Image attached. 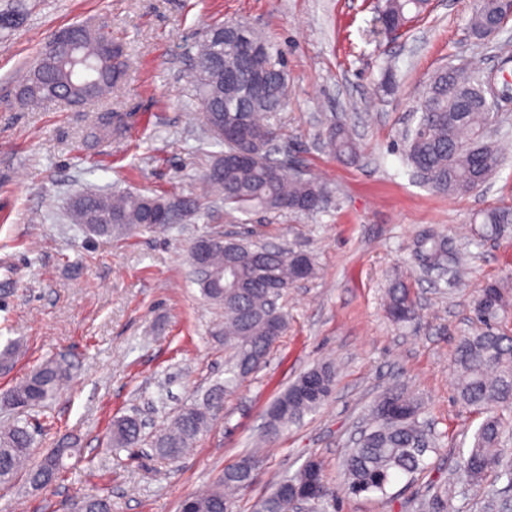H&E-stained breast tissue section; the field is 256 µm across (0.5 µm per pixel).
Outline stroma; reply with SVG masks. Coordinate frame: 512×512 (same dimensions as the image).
I'll return each instance as SVG.
<instances>
[{"mask_svg": "<svg viewBox=\"0 0 512 512\" xmlns=\"http://www.w3.org/2000/svg\"><path fill=\"white\" fill-rule=\"evenodd\" d=\"M29 16L0 37V346L21 349L0 392L45 360L61 358L70 382L25 414L0 405V426L24 416L34 450L69 442L79 453L57 483L34 490L0 486V512H66L73 499L109 496L112 512H179L181 501L211 489L226 466L255 448L271 404L301 373L336 367L331 398L263 450L252 485L233 512L255 503L309 457L338 484L343 457L375 397L400 384L422 405L437 439L426 470L400 479L387 497L339 494L335 512H416L436 485H447L456 512H501L512 488L457 483L459 458L483 414L455 399L454 350L474 332L472 302L486 283L512 293V228L471 244V226L489 208L512 205V105L489 137L505 159L478 189L459 196L431 190L402 153L424 87L448 65L490 71L512 46V20L476 41L467 33L476 0H431L425 18L382 33L371 0H24ZM238 21L262 34L284 62L288 102L271 121L296 169L327 182L312 213L244 214L221 196L203 195L201 175L217 151L198 118L187 70L195 46L217 22ZM89 25L122 43L130 68L107 99L81 106L22 105L16 90L55 32ZM395 88L383 91L385 71ZM132 113L124 134L96 143L88 132L100 112ZM341 124L359 148L336 158L326 136ZM138 192L201 197L200 217L133 237L89 239L69 219L79 192ZM437 228L471 254L455 287L414 265L411 242ZM219 233L309 254L312 278L282 299L288 329L266 362L238 389L180 459L165 461L149 440L186 405L203 403L224 382V311L204 302L189 276L187 248ZM406 278L418 302L410 324L385 312L391 280ZM139 414L147 423L136 448L107 451L111 419Z\"/></svg>", "mask_w": 512, "mask_h": 512, "instance_id": "stroma-1", "label": "stroma"}]
</instances>
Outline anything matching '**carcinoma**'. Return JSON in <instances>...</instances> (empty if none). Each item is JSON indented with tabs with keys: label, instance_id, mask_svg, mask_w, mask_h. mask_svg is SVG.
Masks as SVG:
<instances>
[{
	"label": "carcinoma",
	"instance_id": "carcinoma-1",
	"mask_svg": "<svg viewBox=\"0 0 512 512\" xmlns=\"http://www.w3.org/2000/svg\"><path fill=\"white\" fill-rule=\"evenodd\" d=\"M426 4L427 0H386L379 15L381 30L391 33L404 27L410 21L408 14H421ZM496 15H502L500 0H477L468 21L470 35L481 39L487 20ZM27 16L20 5L1 9L0 33H9ZM223 29L222 23L212 26L209 37L197 47L194 59L207 60L210 67L202 68L196 62L192 65L193 87L202 108L200 121L211 141L222 147L202 180L220 192L225 205L241 212L321 209L328 195L323 182L298 179L286 172L272 175L280 163L274 158L280 133L269 119L288 100L280 61L269 50L246 55L224 43ZM67 30L77 53L75 62L70 64L64 56L42 48L37 65L19 85L22 104L87 103L109 93L125 77L128 57L123 45L88 25L74 24ZM226 72L240 78L231 89L224 88ZM253 74L267 78L256 97L246 88ZM487 86L489 72L450 66L435 73L419 98L417 123L404 136L405 156L414 172L440 193L465 195L483 185L501 164L498 150L484 135L494 120V114L483 106ZM243 103L247 104L250 128L240 135L234 116ZM127 123L125 113H100L92 123L90 137L108 142L121 136ZM328 141L336 157L347 161L356 158L358 147L348 129L330 127ZM199 210V199L190 196L84 191L72 199L70 218L89 236H131L144 229L182 224ZM511 224L512 206L494 207L481 213L475 234L481 242L496 240ZM230 243L231 250H216L209 257L211 269L224 276V288H214L196 277L193 282L205 300L224 308V340L231 350L224 384L237 385L259 369L286 331L288 315L280 300L294 284L314 274V262L308 256L302 267L295 252L263 249L240 239ZM413 253L423 269L441 271L461 264L459 252L450 249L447 236L435 229L416 239ZM511 306L499 283H487L473 308L483 328L460 337L455 347L457 399L466 407L487 412L458 466V479L469 486L482 485L490 474L512 486V462L502 452L512 439V335L495 328L500 314ZM387 314L399 324L416 318L414 297L400 279L388 288ZM19 348L12 340L0 348L1 370L11 367ZM69 378L64 361L49 359L8 389L3 400L15 410H31L59 394ZM335 378L334 366L325 364L308 369L291 382L267 413V435L278 436L320 408L331 396ZM223 393L218 387L204 404L183 407L172 425L155 435V454L169 461L180 458L222 409ZM370 415L371 425L343 459L342 491L384 498L396 480L410 479L425 469L424 456L436 448V439L419 420L420 404L402 387L380 392ZM142 431L139 418L116 417L109 447H133L141 441ZM77 453L78 449L62 444L32 460V435L27 423L17 419L0 429V485H11L19 477L33 489L53 484L67 472L64 460ZM261 463L260 456L249 454L224 468L208 493L181 501V512H232L229 494L249 488ZM290 490L304 496L305 503L318 512L335 506L336 489L328 484L322 462L310 458L293 475L277 481L271 492L256 502L254 512H293ZM82 503L84 512H112V501L106 496L88 494ZM418 510L455 512L448 487L421 500Z\"/></svg>",
	"mask_w": 512,
	"mask_h": 512
}]
</instances>
